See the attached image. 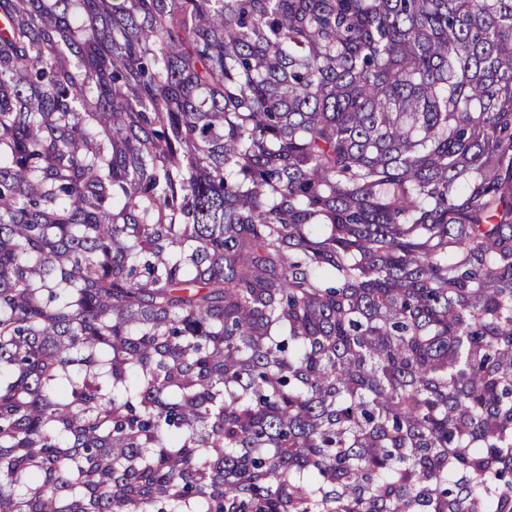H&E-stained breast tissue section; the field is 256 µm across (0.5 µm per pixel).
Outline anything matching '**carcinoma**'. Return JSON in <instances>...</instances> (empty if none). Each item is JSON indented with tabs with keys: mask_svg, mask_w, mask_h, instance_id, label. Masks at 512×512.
Returning a JSON list of instances; mask_svg holds the SVG:
<instances>
[{
	"mask_svg": "<svg viewBox=\"0 0 512 512\" xmlns=\"http://www.w3.org/2000/svg\"><path fill=\"white\" fill-rule=\"evenodd\" d=\"M0 512H512V0H0Z\"/></svg>",
	"mask_w": 512,
	"mask_h": 512,
	"instance_id": "obj_1",
	"label": "carcinoma"
}]
</instances>
